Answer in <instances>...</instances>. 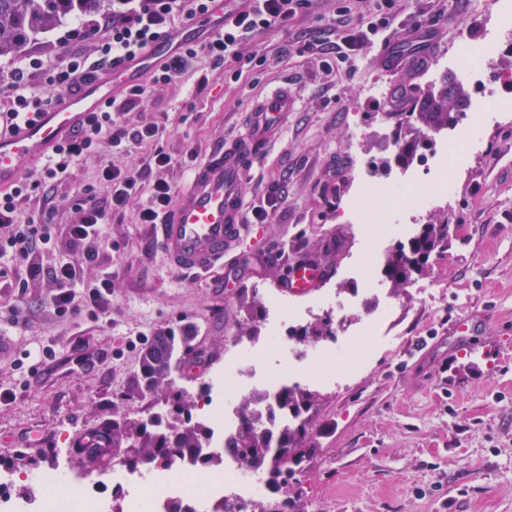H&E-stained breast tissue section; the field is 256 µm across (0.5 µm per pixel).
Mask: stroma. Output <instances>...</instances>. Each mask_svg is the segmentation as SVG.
<instances>
[{
  "mask_svg": "<svg viewBox=\"0 0 512 512\" xmlns=\"http://www.w3.org/2000/svg\"><path fill=\"white\" fill-rule=\"evenodd\" d=\"M484 2L398 0L402 22L387 42L415 53L406 35L427 28L434 56H443L462 38H484ZM336 8V0H314L288 27L244 43L240 61L223 66L201 55L170 83L149 85L125 119L133 127L141 114L155 117L164 129L158 145L172 158L167 169H145L149 147L115 153L104 145L48 197L22 205L20 222L46 204L55 223H72L76 192L94 184L107 162L141 172L143 184L162 178L184 191L210 147L241 132L254 98L286 83L299 92L281 143L245 185L249 202L272 193L281 198L262 226L259 245L276 255L262 278L244 280L229 270L202 281L172 273L151 225L137 223L130 208L110 214L112 249L102 265L85 270L93 279L103 266L111 268L112 311L103 320L55 319L48 308L52 284L43 280L27 290L20 302L26 318L15 323L8 313L15 291L0 288V330L11 338L0 355V391L15 394L0 403V469L17 471L1 493H38L31 472L50 467L61 448L70 449L76 484L85 488L94 470L80 449L83 432L116 413L142 418L160 408L150 395L121 397L144 343L158 330L194 325V347L210 363L176 386L202 395L231 355V338L251 330L258 343L268 340L266 317L248 320L241 299L277 294L287 264L308 252L334 274L315 291L287 295V302L334 298L351 334L363 335L367 347L352 360L340 353L297 362L290 340L278 352L284 367L308 377L320 400L318 446L295 486L303 512H512V120L487 113L471 156L449 147L456 201L434 204L425 215L429 222L447 218V249L434 253L401 292L368 285L362 271L382 265L395 242L373 236L362 214L375 203L373 190L393 195L394 173L380 169L396 154L386 138L396 132L395 112L412 111L426 92V72H406L413 92L390 112L394 95L378 69L379 43L364 44L349 71L328 72L315 58L289 53L303 34L330 25ZM236 69L239 79L225 78ZM363 157L378 168L375 186L351 181ZM426 284L437 290L424 301L415 288ZM471 311L486 317L470 341L456 343L448 322ZM46 346L51 355H43ZM80 351L96 363L75 366Z\"/></svg>",
  "mask_w": 512,
  "mask_h": 512,
  "instance_id": "35a3bbf8",
  "label": "stroma"
}]
</instances>
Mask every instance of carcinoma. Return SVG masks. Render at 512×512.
I'll use <instances>...</instances> for the list:
<instances>
[{
	"instance_id": "1",
	"label": "carcinoma",
	"mask_w": 512,
	"mask_h": 512,
	"mask_svg": "<svg viewBox=\"0 0 512 512\" xmlns=\"http://www.w3.org/2000/svg\"><path fill=\"white\" fill-rule=\"evenodd\" d=\"M110 12L112 0H0V57L17 55L27 43L54 32L67 20ZM469 98L464 84L445 75L439 84L430 86L412 111L396 113L403 120V131L394 141L398 146L396 162L412 163L432 142L431 134L456 121ZM449 236L450 224L434 221L423 225L408 244L394 246L382 269L391 290H403L412 274L422 271L433 252L448 246ZM331 333L332 320L324 317L301 328L292 338L304 345L310 336L321 340ZM194 339L193 329L187 326L178 333L161 330L146 343L139 371L130 378L124 396L134 398L151 393L168 410L146 420L115 415L111 422L88 430L84 447L88 448L89 464L99 465L98 448L133 449L124 463L137 470L167 467L187 457L208 470L223 463V455L203 453L206 428L193 418L194 402L175 388L173 373L192 354ZM260 403L262 396L258 393L242 399L239 424L224 441V455L264 474L274 498L266 512H299L287 489L315 447L313 423L319 409L318 395L298 384L284 389L277 408L288 414V425L277 432L270 431L256 416L252 405Z\"/></svg>"
}]
</instances>
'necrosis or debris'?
I'll list each match as a JSON object with an SVG mask.
<instances>
[{"label":"necrosis or debris","instance_id":"4bbe7bcc","mask_svg":"<svg viewBox=\"0 0 512 512\" xmlns=\"http://www.w3.org/2000/svg\"><path fill=\"white\" fill-rule=\"evenodd\" d=\"M481 19L487 31L485 39L476 44L459 42L431 67L435 74L450 67L457 70L470 83L473 96L462 121L455 124L449 133H437L436 152L431 161L418 163L406 172L401 186L413 197L415 209H425L434 199H454L455 180L448 174L449 145L476 140L481 133L478 121L483 113L512 112V103L500 94L501 88L512 85V71L496 66L503 41L512 39V0H495L493 7L482 14ZM248 358L247 379L264 394L267 407H276L280 392L295 384L294 374L269 362L263 349L250 351ZM242 382L237 378L225 381L223 389L209 394L207 398L205 417L211 450H221L225 437L236 425L233 404ZM72 469L68 450L60 449L56 466L42 474L40 495L31 498L1 497L0 512H112L110 500L101 497L97 491L102 483L112 484L116 489L122 512H140L147 480L142 473L130 471L116 459L103 467L80 499L55 504L48 490L57 476L71 473ZM168 473L169 480L151 498V512H165L168 500L175 494L182 497L188 510L198 506L200 501L219 500L231 495L238 496L251 512H264L268 503L266 487L260 477L232 459L224 465L226 480L222 483L212 480L206 471L187 460L173 462Z\"/></svg>","mask_w":512,"mask_h":512}]
</instances>
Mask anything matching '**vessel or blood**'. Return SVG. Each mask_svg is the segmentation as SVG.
Wrapping results in <instances>:
<instances>
[{"instance_id": "vessel-or-blood-1", "label": "vessel or blood", "mask_w": 512, "mask_h": 512, "mask_svg": "<svg viewBox=\"0 0 512 512\" xmlns=\"http://www.w3.org/2000/svg\"><path fill=\"white\" fill-rule=\"evenodd\" d=\"M223 28L224 0H214L205 16L167 32L118 68L96 74L53 101L35 122L0 136V189L20 178L23 164L46 159L104 101L140 83L183 46L207 42ZM296 103L295 92L285 86L255 100L245 115L241 134L217 146L195 167L188 188L158 227V245L174 272L214 277L245 258L249 203L243 186L279 143ZM330 275V268L307 257L287 267L277 286L299 294L318 287Z\"/></svg>"}]
</instances>
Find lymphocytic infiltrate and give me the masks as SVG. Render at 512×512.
<instances>
[{
  "label": "lymphocytic infiltrate",
  "mask_w": 512,
  "mask_h": 512,
  "mask_svg": "<svg viewBox=\"0 0 512 512\" xmlns=\"http://www.w3.org/2000/svg\"><path fill=\"white\" fill-rule=\"evenodd\" d=\"M311 2L245 0L243 6L225 11L223 33L204 45L183 48L153 73L151 82L170 83L201 52L218 63L238 60L244 40L275 25L287 26ZM396 2L371 0L370 12L355 22L349 19V5L338 6L327 35L305 36L297 54L320 59L329 71L343 64L354 66L360 46L385 37L395 23ZM209 3L210 0H112L111 17L88 23L90 32L98 38L94 52L67 49L59 64L28 55L7 80L0 82V130L8 132L33 122L52 98L71 91L95 73L142 53L160 34L205 14ZM146 91L142 84L128 87L122 101L105 104L48 157L39 176L20 177L9 190L0 192V260L22 262L25 277L18 281V290H25L41 277L50 278L53 289L48 306L56 317L84 312L95 319L111 310V273L93 280L83 275L85 266L97 263L110 246L104 230L109 214L133 204L138 223H159L175 202V190L163 179L155 180L151 188H143L141 173L109 163L99 170L98 189L86 188L77 194L74 207L78 218L74 223L58 227L52 222L51 210L45 208L21 224L17 221L18 206L40 187L66 180L72 168L101 144L121 152L143 144L155 147L161 127L153 117L142 116L133 129L125 120L127 105L141 99ZM170 163V157L155 147L146 167L162 170ZM47 253L55 256L54 265L48 269L42 264Z\"/></svg>",
  "instance_id": "obj_1"
}]
</instances>
